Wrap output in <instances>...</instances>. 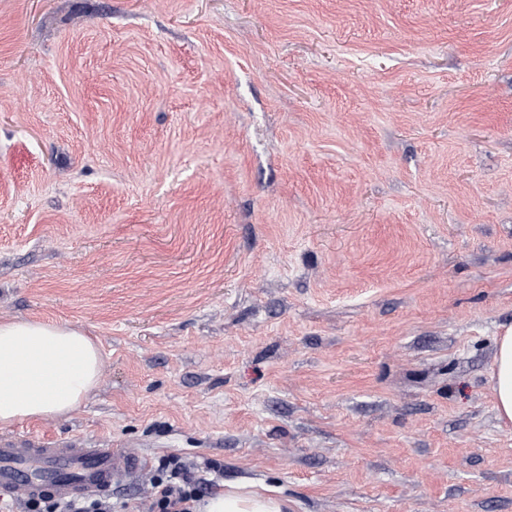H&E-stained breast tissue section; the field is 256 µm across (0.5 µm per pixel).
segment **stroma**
<instances>
[{"mask_svg":"<svg viewBox=\"0 0 512 512\" xmlns=\"http://www.w3.org/2000/svg\"><path fill=\"white\" fill-rule=\"evenodd\" d=\"M0 319L75 412L293 512H512V0H0ZM103 363L79 327L0 321V424L72 413L97 385ZM493 390L498 418L512 422V329L497 338Z\"/></svg>","mask_w":512,"mask_h":512,"instance_id":"35a3bbf8","label":"stroma"}]
</instances>
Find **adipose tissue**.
I'll return each mask as SVG.
<instances>
[{
  "instance_id": "obj_1",
  "label": "adipose tissue",
  "mask_w": 512,
  "mask_h": 512,
  "mask_svg": "<svg viewBox=\"0 0 512 512\" xmlns=\"http://www.w3.org/2000/svg\"><path fill=\"white\" fill-rule=\"evenodd\" d=\"M104 359L83 329L44 320L0 321V424L54 419L77 410L95 388ZM497 415L512 422V329L497 339ZM286 496L244 480L210 496L199 512H288Z\"/></svg>"
}]
</instances>
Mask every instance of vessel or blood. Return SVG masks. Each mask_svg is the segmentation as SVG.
<instances>
[{
    "label": "vessel or blood",
    "instance_id": "b4317fda",
    "mask_svg": "<svg viewBox=\"0 0 512 512\" xmlns=\"http://www.w3.org/2000/svg\"><path fill=\"white\" fill-rule=\"evenodd\" d=\"M149 467V458L134 448H92L65 439L47 443L24 433L0 436V490L21 503L93 497L143 480Z\"/></svg>",
    "mask_w": 512,
    "mask_h": 512
}]
</instances>
